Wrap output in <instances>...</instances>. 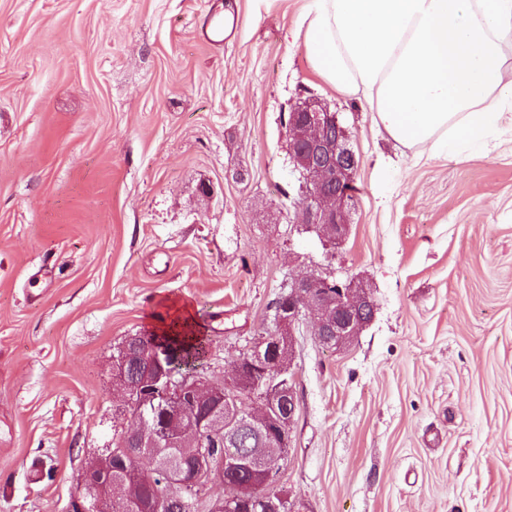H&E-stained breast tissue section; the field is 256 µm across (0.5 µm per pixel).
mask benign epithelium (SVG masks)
Here are the masks:
<instances>
[{
    "instance_id": "1",
    "label": "benign epithelium",
    "mask_w": 512,
    "mask_h": 512,
    "mask_svg": "<svg viewBox=\"0 0 512 512\" xmlns=\"http://www.w3.org/2000/svg\"><path fill=\"white\" fill-rule=\"evenodd\" d=\"M332 128H339L336 113L313 101H304L290 110L287 130L293 171L304 184L303 195L296 203L298 223L317 226L329 241L338 243L348 232L347 213L353 196L349 190L333 191L331 187L351 182L354 169L345 162L350 150L340 140L329 138L328 131ZM287 285L288 292L275 302L273 327L259 338L253 349L235 362L230 384V388L236 387L244 363L262 369L267 388L263 398L271 405L284 394L288 395L289 401L297 403L296 391L285 379L290 369L280 366L279 351L286 347L288 358H293L295 330L301 316L307 314L313 318L315 335L323 345L340 349L349 345L366 326V322L357 317L358 308L374 306L365 288L330 276L290 277ZM128 365L129 359L123 357L112 366L115 382L126 387L124 401L137 394L143 384L150 396L165 406V414L160 419L144 418L139 426L125 430L118 448L108 451L105 457L95 458L94 464L83 470L78 488L95 487L101 502L108 503L112 497V456L138 457L146 453V439L169 440L186 431L195 433L201 444L212 424L209 417L198 413V409L206 403L219 405L224 400L219 390L211 393L206 402L196 398L200 388L208 384L207 374L201 369L181 374L175 366L161 364L155 375L140 384L128 379ZM294 416L293 412L286 418L272 413L263 421L260 430L284 445ZM227 467L229 463H221L201 448L194 465L178 464L161 473L152 470L150 476L158 479L161 486L175 483L186 489L223 479ZM265 468V474L253 484L252 501L258 512H283L287 497L273 488L278 468L272 463Z\"/></svg>"
}]
</instances>
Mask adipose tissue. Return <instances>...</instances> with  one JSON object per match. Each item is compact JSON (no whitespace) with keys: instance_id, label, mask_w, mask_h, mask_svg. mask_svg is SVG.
Returning a JSON list of instances; mask_svg holds the SVG:
<instances>
[{"instance_id":"ef3b65f1","label":"adipose tissue","mask_w":512,"mask_h":512,"mask_svg":"<svg viewBox=\"0 0 512 512\" xmlns=\"http://www.w3.org/2000/svg\"><path fill=\"white\" fill-rule=\"evenodd\" d=\"M302 24L315 72L431 155L483 145L512 110V0H308Z\"/></svg>"}]
</instances>
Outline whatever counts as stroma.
Returning a JSON list of instances; mask_svg holds the SVG:
<instances>
[{
    "label": "stroma",
    "instance_id": "1",
    "mask_svg": "<svg viewBox=\"0 0 512 512\" xmlns=\"http://www.w3.org/2000/svg\"><path fill=\"white\" fill-rule=\"evenodd\" d=\"M0 0V512H67L129 426L112 364L189 311L220 384L280 285L334 273L371 321L300 324L277 486L293 512H512V122L430 156L314 71L306 0ZM336 112L358 162L349 233L296 222L285 120ZM220 0H210L208 13L205 18L203 35L207 41L214 45L224 44V33L230 26L237 25L238 19L235 15L224 14V7L219 6Z\"/></svg>",
    "mask_w": 512,
    "mask_h": 512
}]
</instances>
